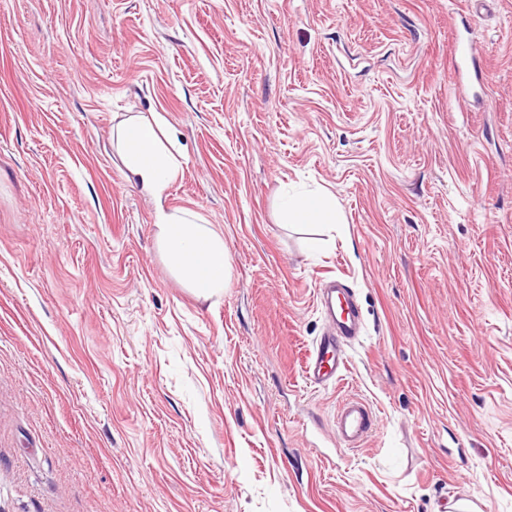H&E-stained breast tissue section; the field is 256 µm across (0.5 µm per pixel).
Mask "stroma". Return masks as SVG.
<instances>
[{
	"instance_id": "1",
	"label": "stroma",
	"mask_w": 512,
	"mask_h": 512,
	"mask_svg": "<svg viewBox=\"0 0 512 512\" xmlns=\"http://www.w3.org/2000/svg\"><path fill=\"white\" fill-rule=\"evenodd\" d=\"M154 112L182 154L168 206L230 256L207 300L112 138ZM286 188L342 224L282 223ZM328 277L364 332L315 388ZM348 395L376 415L358 449ZM461 499L512 512V0H0V512ZM337 439L346 447L356 448L374 432L371 410L355 399H345L339 405L336 417Z\"/></svg>"
}]
</instances>
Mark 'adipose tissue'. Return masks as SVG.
<instances>
[{
  "label": "adipose tissue",
  "instance_id": "ef3b65f1",
  "mask_svg": "<svg viewBox=\"0 0 512 512\" xmlns=\"http://www.w3.org/2000/svg\"><path fill=\"white\" fill-rule=\"evenodd\" d=\"M117 143L127 158L126 177L148 190L155 204L156 245L171 274L185 288L209 298L228 284L229 256L224 237L212 225L199 223L188 209L167 208V191L181 170L169 149L175 134L162 117H130L115 127ZM288 224H338L334 198L318 193H285Z\"/></svg>",
  "mask_w": 512,
  "mask_h": 512
}]
</instances>
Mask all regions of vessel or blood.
<instances>
[{
	"instance_id": "b4317fda",
	"label": "vessel or blood",
	"mask_w": 512,
	"mask_h": 512,
	"mask_svg": "<svg viewBox=\"0 0 512 512\" xmlns=\"http://www.w3.org/2000/svg\"><path fill=\"white\" fill-rule=\"evenodd\" d=\"M318 295L334 325L308 350L303 374L309 384L322 387L343 381L348 364L346 346L359 336L361 323L354 305L337 288L335 281L324 280ZM335 426L338 440L344 446L356 448L372 435L373 414L364 403L347 399L337 409Z\"/></svg>"
}]
</instances>
